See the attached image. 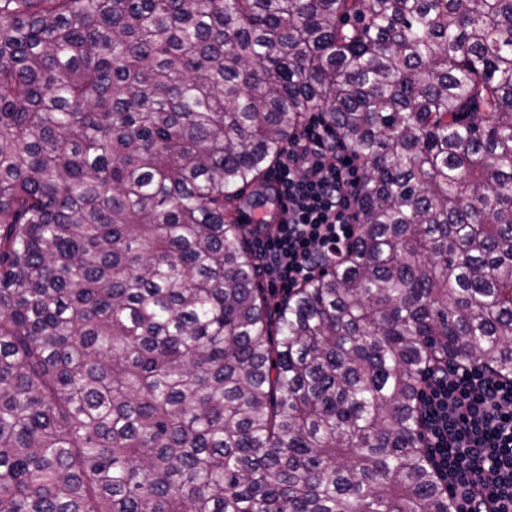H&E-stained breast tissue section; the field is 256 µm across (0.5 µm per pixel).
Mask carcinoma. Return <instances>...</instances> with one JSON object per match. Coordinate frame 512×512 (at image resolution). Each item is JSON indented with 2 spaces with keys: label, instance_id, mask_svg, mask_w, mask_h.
Instances as JSON below:
<instances>
[{
  "label": "carcinoma",
  "instance_id": "cac0c4a2",
  "mask_svg": "<svg viewBox=\"0 0 512 512\" xmlns=\"http://www.w3.org/2000/svg\"><path fill=\"white\" fill-rule=\"evenodd\" d=\"M310 112L361 222L272 306ZM440 360L512 375V0H0V512H450ZM256 190L255 187H250L245 191L243 196L246 203L241 206L242 214H235V217L238 218L239 224H244L245 228L249 231L253 227L254 221L257 218L266 215L269 211H271L274 207V201H271L263 206H257L255 208H250V199L253 198V193Z\"/></svg>",
  "mask_w": 512,
  "mask_h": 512
}]
</instances>
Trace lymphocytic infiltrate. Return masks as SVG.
Here are the masks:
<instances>
[{
	"label": "lymphocytic infiltrate",
	"mask_w": 512,
	"mask_h": 512,
	"mask_svg": "<svg viewBox=\"0 0 512 512\" xmlns=\"http://www.w3.org/2000/svg\"><path fill=\"white\" fill-rule=\"evenodd\" d=\"M273 179L286 218L261 225L256 247L273 289L288 293L352 242L362 169L321 120L290 138ZM419 412L422 446L451 512H512V377L474 361L432 366Z\"/></svg>",
	"instance_id": "obj_1"
}]
</instances>
